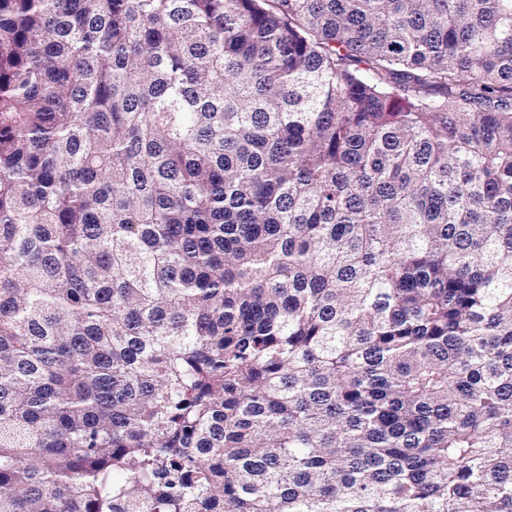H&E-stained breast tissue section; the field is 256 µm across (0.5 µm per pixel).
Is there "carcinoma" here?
Wrapping results in <instances>:
<instances>
[{
	"label": "carcinoma",
	"mask_w": 512,
	"mask_h": 512,
	"mask_svg": "<svg viewBox=\"0 0 512 512\" xmlns=\"http://www.w3.org/2000/svg\"><path fill=\"white\" fill-rule=\"evenodd\" d=\"M0 512H512V0H0Z\"/></svg>",
	"instance_id": "carcinoma-1"
}]
</instances>
